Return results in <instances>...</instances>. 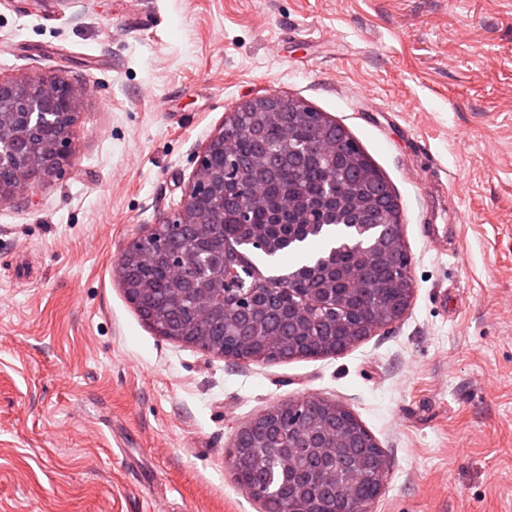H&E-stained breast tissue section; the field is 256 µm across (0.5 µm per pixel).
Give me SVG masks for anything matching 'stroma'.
<instances>
[{
  "label": "stroma",
  "instance_id": "35a3bbf8",
  "mask_svg": "<svg viewBox=\"0 0 512 512\" xmlns=\"http://www.w3.org/2000/svg\"><path fill=\"white\" fill-rule=\"evenodd\" d=\"M53 73L83 88L71 169L0 204V512H261L227 451L308 397L389 456L372 512H512V0H0V76ZM265 96L343 126L399 205L409 307L339 355L159 336L117 273Z\"/></svg>",
  "mask_w": 512,
  "mask_h": 512
}]
</instances>
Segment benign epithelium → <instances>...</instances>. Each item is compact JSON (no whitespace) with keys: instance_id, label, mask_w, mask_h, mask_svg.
<instances>
[{"instance_id":"1","label":"benign epithelium","mask_w":512,"mask_h":512,"mask_svg":"<svg viewBox=\"0 0 512 512\" xmlns=\"http://www.w3.org/2000/svg\"><path fill=\"white\" fill-rule=\"evenodd\" d=\"M82 89L63 75L27 80L0 78V202L24 198L45 180L61 178L71 166L75 151L72 127ZM202 157L181 209L169 223L190 222L193 202L211 194ZM166 260L183 294L192 300L199 322L210 320L215 308L210 294L196 285L189 272L187 250L174 247Z\"/></svg>"}]
</instances>
